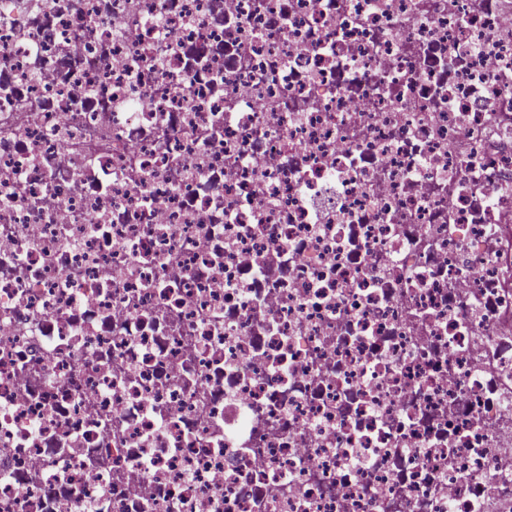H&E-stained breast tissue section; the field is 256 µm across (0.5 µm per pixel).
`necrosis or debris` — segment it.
I'll return each mask as SVG.
<instances>
[{"label":"necrosis or debris","mask_w":512,"mask_h":512,"mask_svg":"<svg viewBox=\"0 0 512 512\" xmlns=\"http://www.w3.org/2000/svg\"><path fill=\"white\" fill-rule=\"evenodd\" d=\"M0 512H512V0H0Z\"/></svg>","instance_id":"obj_1"}]
</instances>
